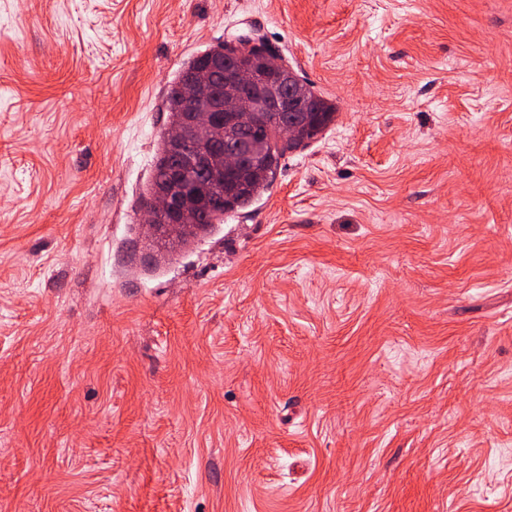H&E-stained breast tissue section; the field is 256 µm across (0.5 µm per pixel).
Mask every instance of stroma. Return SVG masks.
Here are the masks:
<instances>
[{
  "label": "stroma",
  "instance_id": "1",
  "mask_svg": "<svg viewBox=\"0 0 512 512\" xmlns=\"http://www.w3.org/2000/svg\"><path fill=\"white\" fill-rule=\"evenodd\" d=\"M240 37L336 117L156 261ZM0 512H512V0H0ZM211 51H204L203 53L192 57L189 61H187L184 67L179 72L177 80L174 85L168 91L167 99H166V109L168 112V125L172 122L178 120L180 113L189 106V103L185 102L181 97L178 96L177 93V85L183 75L192 73L195 69H197L203 59V57L211 54ZM194 194L191 192L187 181L181 176L174 175L168 190L158 192L150 200L144 209V224H152V216L157 212L169 213L175 217L183 208L188 199H193Z\"/></svg>",
  "mask_w": 512,
  "mask_h": 512
}]
</instances>
